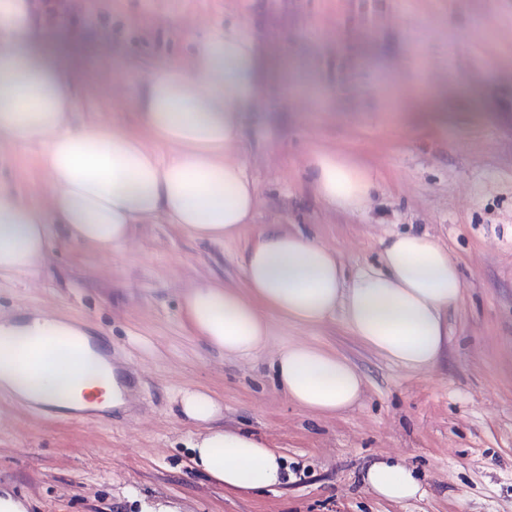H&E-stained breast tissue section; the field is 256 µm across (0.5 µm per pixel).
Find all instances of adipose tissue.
Returning <instances> with one entry per match:
<instances>
[{"label": "adipose tissue", "instance_id": "1", "mask_svg": "<svg viewBox=\"0 0 512 512\" xmlns=\"http://www.w3.org/2000/svg\"><path fill=\"white\" fill-rule=\"evenodd\" d=\"M38 0H0V139L35 146V164L50 184L45 204H30L0 186V277L27 273L50 246V227L71 240L122 248L137 225L162 219L211 244L237 238L257 205L254 182L239 151L242 114L260 104L266 62L245 28L230 25L195 44L189 63H170L139 83L135 108L143 132L74 119L69 72L39 46ZM311 186L326 205L365 206L371 173L341 155L313 149L306 160ZM242 287L214 280L189 290L183 313L191 331L224 356L262 352L268 313L310 327L334 315L359 342L393 363L432 370L448 345V312L464 283L445 245L425 233L384 238L380 262L345 272L334 251L280 225L262 228L241 259ZM38 336L82 338L51 315L0 323V389L28 402L68 409L123 402L114 373H90L88 360L63 373L46 367L30 377L15 365V348ZM279 389L301 409L334 416L354 406L362 373L318 345L294 343L272 362ZM175 402L198 425L188 446L193 469L243 495L289 478L280 454L259 436L219 424L223 406L208 392L181 389ZM380 499L406 502L424 489L412 468L388 457L364 475Z\"/></svg>", "mask_w": 512, "mask_h": 512}]
</instances>
